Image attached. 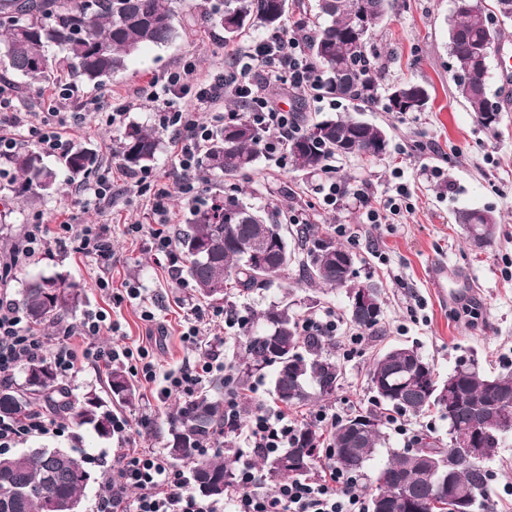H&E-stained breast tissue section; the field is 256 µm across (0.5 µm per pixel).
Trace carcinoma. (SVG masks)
<instances>
[{
  "label": "carcinoma",
  "instance_id": "obj_1",
  "mask_svg": "<svg viewBox=\"0 0 512 512\" xmlns=\"http://www.w3.org/2000/svg\"><path fill=\"white\" fill-rule=\"evenodd\" d=\"M289 0H219L201 12L202 23L224 30L232 41L252 28L279 32L285 25ZM391 10L390 0H318L314 18L300 17V28L313 27L305 44L317 89L323 94L369 106L379 101L381 72L367 53L379 18ZM512 21V0H494L488 9L483 0H453L448 29V48L455 60L456 92L483 126L499 122L500 108L490 104L488 78L490 56L485 44L497 42L501 26ZM179 36L173 0H0V66L6 74L29 80H74L99 87L126 68L129 58L145 47L162 48ZM399 99L388 97L385 110L401 115L423 111L430 93L420 83L395 86ZM264 132L250 121L228 123L216 130L200 161L203 171L215 178L232 179L256 169L263 155ZM161 133L144 125H132L120 143L123 165L130 171L149 166L156 158ZM387 132L366 123L357 113L302 118V131L288 142V160L298 171L322 169L331 155L380 158L387 154ZM96 155L79 144L64 156L71 180L85 177L95 166ZM5 165L13 172L14 193L50 192L56 173L34 150L14 152ZM467 236L485 246L494 238L497 218L490 210L461 214ZM269 230V242L257 253L259 262L247 256L245 246L258 236V225ZM299 242L311 245L303 265L306 281L331 289L348 287L339 269L352 251L330 237L318 235L314 224H298ZM178 247L185 262V275L205 299L217 300L233 290L251 296L270 286L283 272L292 252L281 225L269 221L260 210L244 203L234 193L188 205ZM373 304L360 307L348 299V321L355 328L380 331L382 299L372 289ZM76 285L57 275L39 277L23 290L21 305L31 322L40 326L62 311L78 305ZM257 308L243 324L245 336L242 364L246 371H270L274 398L288 406L308 400L312 385L321 397L336 393L339 366L325 351L328 336H307L301 331L303 318L287 304L270 303ZM414 373L420 392L405 399L401 390L378 389L384 380L397 381ZM455 376L442 378L435 365L415 346H392L378 353L370 370V389L376 407L401 416H418L433 409L448 420V441L471 429L474 412L484 406L502 405L512 410V373L489 374L475 361ZM107 386L112 399L127 403L135 388L123 369L109 372ZM224 383L218 381L199 395L176 407L170 415V455L190 466V483L207 490L206 498L224 495L233 475L232 461L223 455L198 458L192 449L210 440H232L225 433ZM38 404L55 415L73 414L90 425L102 438L112 434V414L96 397L78 400L58 382L48 361L30 365L26 387L14 391L0 387V414L25 415ZM383 416L369 411L349 415L336 424L330 435L332 454L323 452L322 433L310 425L297 431L289 447L264 458L262 477L307 478L323 460L357 476L365 474L379 449L386 447ZM503 443V434L489 428L482 438L484 458L479 463L463 461L454 472L442 476L430 471L422 455L438 457L448 452L442 440L426 435L418 448L392 450L388 461L368 476L371 512H456L466 502L475 512L479 497L489 491V463ZM285 456L299 458L296 468L282 469ZM87 472L85 459L63 448H27L0 453V512H64L65 505L81 501L87 483L79 474Z\"/></svg>",
  "mask_w": 512,
  "mask_h": 512
}]
</instances>
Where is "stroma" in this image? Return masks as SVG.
I'll list each match as a JSON object with an SVG mask.
<instances>
[{"label": "stroma", "mask_w": 512, "mask_h": 512, "mask_svg": "<svg viewBox=\"0 0 512 512\" xmlns=\"http://www.w3.org/2000/svg\"><path fill=\"white\" fill-rule=\"evenodd\" d=\"M204 0H177L180 37L171 46L148 49L128 62L127 70L99 87L75 84L72 94L58 96L49 82L18 79L11 84L13 106L20 112H61L74 119L90 101L104 107L134 99L138 87L154 76L182 69L194 62L191 82L213 80L232 67L234 50L266 37V30H249L233 41H225L219 28L197 22ZM452 0H393L390 16L370 39L383 69V88L413 81L428 87L431 100L426 110L407 115L384 111L376 104L362 114L364 120L382 126L390 138L388 153L367 162L355 157H337L336 178L350 190H363L380 198L390 194L396 180L410 184L413 211L404 223L384 224L361 231L364 217L352 199L336 210L324 211L318 190L323 172L292 170L290 165L265 156L242 188L244 202L276 213L287 223L295 207L309 209L320 234L333 235L338 224L359 227L356 241L347 247L357 257L360 280L375 284L383 298L381 333L359 345H335L334 356L342 379L326 400L302 406L303 415L325 408L345 413L372 408L369 366L376 353L401 343L416 345L440 373L447 375L460 359H474L486 371L512 372V23L491 58L489 97L501 109L499 123L491 128L479 124L455 92L452 75L456 65L448 51V22ZM267 93L283 111L309 116L350 111L349 102L318 101L313 94L293 95L287 85L271 84ZM74 143L95 153L96 171L122 179L124 166L119 154L121 130L104 121L85 119L71 130ZM58 168L59 189L49 195L16 196L8 178H0V199L9 211L0 219V263L9 261L20 244L25 227L34 217L56 225L108 224L112 227L114 258L109 272L110 287L96 285L98 263L70 251L59 250L20 263L8 287L20 298L28 281L39 276H65L81 291L76 309L60 313L47 331L50 339L61 338L64 329L77 325L88 312H105L117 332L97 339L108 348L120 342L130 348L148 349L157 374L182 364L217 354L226 367L237 365L244 341L239 327H225L220 343L202 342L189 347L181 339L190 308L204 315L223 312L232 317L248 316L249 299L228 295L219 300L201 298L195 288L179 287L167 259L151 252L146 240L127 235L130 224L149 223L143 199L116 195L112 205L97 206L78 198L76 182L61 170L60 156L49 159ZM490 208L500 217L492 243L478 249L465 240L457 214L465 209ZM264 293L266 301H287L302 316L326 310L343 313L348 300L344 290L330 292L307 285L301 261L304 251ZM448 269V295L440 297L431 273L437 266ZM141 287L138 299L127 297L129 286ZM153 314L144 320L143 311ZM134 401L112 403L113 414L130 419L132 448L166 449L170 438L167 413L174 398L157 399L153 383L133 378ZM117 438H102L91 426L73 424L62 437L28 438L18 449L44 446L84 453L93 479L81 502V512H93L105 494L103 472L112 466ZM489 468L491 487L477 512H512V439L499 449Z\"/></svg>", "instance_id": "35a3bbf8"}]
</instances>
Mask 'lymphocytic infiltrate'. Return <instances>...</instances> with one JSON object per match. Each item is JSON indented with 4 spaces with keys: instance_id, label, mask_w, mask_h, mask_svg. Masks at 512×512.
Returning a JSON list of instances; mask_svg holds the SVG:
<instances>
[{
    "instance_id": "1",
    "label": "lymphocytic infiltrate",
    "mask_w": 512,
    "mask_h": 512,
    "mask_svg": "<svg viewBox=\"0 0 512 512\" xmlns=\"http://www.w3.org/2000/svg\"><path fill=\"white\" fill-rule=\"evenodd\" d=\"M274 81L287 83L295 94L314 86L312 68L296 31H289L284 39L258 40L238 50L232 71L223 78L191 86L186 83L183 71H173L149 80L140 88L136 101L115 104L107 113V123L118 128L135 103L146 102L159 112L162 130L174 134L171 165L184 173V180L174 185L152 186L146 175L133 173L126 185L128 194L145 198L155 218L154 223L131 227L132 232L146 237L155 255L167 257L173 253L168 199L176 192L188 197L197 194V186L186 175L197 169L212 128L233 119L232 114L219 109L226 94L247 93L251 101L250 120L270 134L264 144L266 154L285 156L289 138L298 135L301 127L293 113L280 111L271 104L266 89ZM203 112L209 118L205 124L199 120ZM70 240L75 243V253L105 261L112 258V233L106 224L63 223L53 231L36 220L26 228L21 252L30 258L65 247ZM11 271V263L0 265V385L10 384L14 369L45 360L52 362L63 378L103 360L133 361L134 353L129 347L116 345L107 351L96 348L93 339L106 327V318L99 312L87 313L76 327V335L83 338L81 347L67 341L50 343L23 320L11 298L6 287ZM223 369V362L215 355L185 365L166 374L160 394L167 397L193 393L206 377ZM224 414L229 424L242 427L247 447L267 454L288 447L299 427L287 412L274 408H259L249 417H242L241 397L237 394L225 399ZM71 424V418L38 411L19 419L0 415V451L26 438L64 436ZM112 456L114 464L103 474L108 492L98 500L96 512H368L356 478L333 466L308 480L282 481L270 491L252 464L245 461L237 466L223 498L201 499L187 490L181 473L169 464L160 449L121 447L113 449Z\"/></svg>"
}]
</instances>
